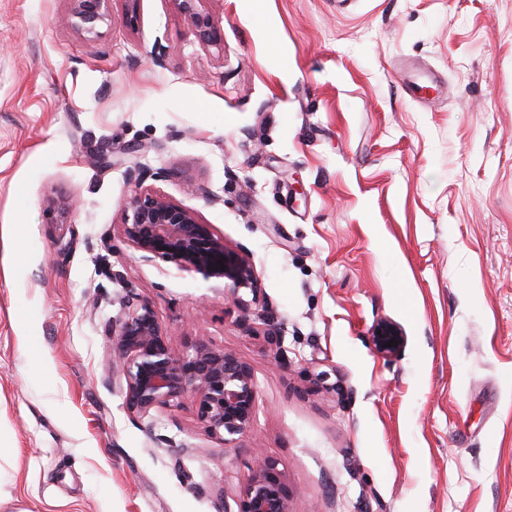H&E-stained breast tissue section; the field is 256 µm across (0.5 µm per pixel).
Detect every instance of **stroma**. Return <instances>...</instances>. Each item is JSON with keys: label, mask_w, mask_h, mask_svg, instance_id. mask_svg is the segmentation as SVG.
<instances>
[{"label": "stroma", "mask_w": 512, "mask_h": 512, "mask_svg": "<svg viewBox=\"0 0 512 512\" xmlns=\"http://www.w3.org/2000/svg\"><path fill=\"white\" fill-rule=\"evenodd\" d=\"M206 7L223 46L175 0H111L93 34L0 0V512H237L259 454L289 512H512V0ZM427 71L442 96L405 93ZM131 146L249 253L258 302L138 258L132 185L89 161ZM129 289L175 350L251 368L246 433L188 398L126 413L102 330ZM208 0H175L180 13L192 27L197 43L202 46H221L224 44V32L214 24L205 7ZM373 342L376 350L385 355H394L398 353L404 345V336L401 328L392 322H381L373 331ZM396 339L397 343L391 346H385V343Z\"/></svg>", "instance_id": "stroma-1"}]
</instances>
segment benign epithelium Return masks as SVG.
Instances as JSON below:
<instances>
[{
	"label": "benign epithelium",
	"mask_w": 512,
	"mask_h": 512,
	"mask_svg": "<svg viewBox=\"0 0 512 512\" xmlns=\"http://www.w3.org/2000/svg\"><path fill=\"white\" fill-rule=\"evenodd\" d=\"M76 27L93 34L108 20L109 0H69ZM180 13L192 27L197 43L219 46L224 33L214 24L205 7L207 0H175ZM127 181L134 185L127 198L122 235L140 255L151 261L162 259L180 272L193 273L219 283L224 296L241 304V291L252 299L260 286L249 255L228 245L199 214L141 184L155 176L137 158L120 159ZM104 157L99 164H115ZM117 314L105 323L107 352L121 363V393L124 407L133 418L179 405L189 396L208 433L226 441L252 425L258 391L248 365L205 342L175 351L149 302L129 290L121 297ZM397 340L389 346L387 342ZM376 350L398 353L404 345L401 328L381 322L373 331ZM289 490L277 464L256 456L252 472L242 489L237 512H288Z\"/></svg>",
	"instance_id": "obj_1"
}]
</instances>
